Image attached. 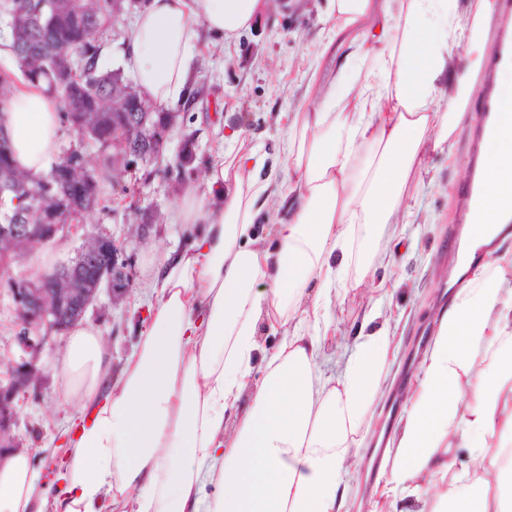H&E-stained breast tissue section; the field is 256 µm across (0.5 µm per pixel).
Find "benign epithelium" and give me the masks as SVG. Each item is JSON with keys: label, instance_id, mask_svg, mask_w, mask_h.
<instances>
[{"label": "benign epithelium", "instance_id": "1", "mask_svg": "<svg viewBox=\"0 0 512 512\" xmlns=\"http://www.w3.org/2000/svg\"><path fill=\"white\" fill-rule=\"evenodd\" d=\"M179 113L166 112L157 122L151 112L112 113V154L119 158L118 167L136 169L170 163L167 144L178 125ZM20 211L8 213L0 198V252L21 253L30 245H48L68 233L69 224H45L39 232L19 223ZM132 271L122 258V248L112 236L98 231L84 237L75 258L55 267L52 277L12 279V297L22 326L17 336L23 352L19 361L0 378V446L12 443V426L16 421L15 400L27 392L39 375L35 359L43 347L82 321L101 289L113 298L130 288Z\"/></svg>", "mask_w": 512, "mask_h": 512}]
</instances>
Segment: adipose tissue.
<instances>
[{"instance_id": "ef3b65f1", "label": "adipose tissue", "mask_w": 512, "mask_h": 512, "mask_svg": "<svg viewBox=\"0 0 512 512\" xmlns=\"http://www.w3.org/2000/svg\"><path fill=\"white\" fill-rule=\"evenodd\" d=\"M266 0H147L124 55L160 108L183 101L197 26L232 38ZM491 0H330L348 35L318 104L281 130L288 219L260 238L273 193L266 159L231 152L207 175L224 206L188 193L191 244L155 268V300L120 377L100 331L70 329L61 358L64 404L58 486L39 482L26 454L0 467V512H343L392 348L387 330L357 335L339 371L325 344L333 302L373 278L394 240L409 184L458 132L480 77ZM502 121L484 138L479 203L464 230L455 288L425 351L390 465L357 512H512V255L474 264L512 222V71L496 85ZM6 124L18 167L46 171L59 154V105L18 88ZM267 283L257 291V283ZM281 334L252 385L258 334Z\"/></svg>"}]
</instances>
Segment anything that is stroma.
Here are the masks:
<instances>
[{
    "mask_svg": "<svg viewBox=\"0 0 512 512\" xmlns=\"http://www.w3.org/2000/svg\"><path fill=\"white\" fill-rule=\"evenodd\" d=\"M327 13L328 0H270L269 9L236 38L226 40L202 31L189 82L199 94L193 107L180 114L167 149L173 157L184 144H191L194 176L180 184L161 174L144 177L139 169L116 171L111 186L102 193L103 207L85 214L77 229L56 244L31 245L23 260L10 268L13 277L37 276L43 257H50L55 265L67 262L84 235L111 234L132 264V286L117 301L108 291H101L84 319L101 330L114 369H121L135 350L145 326L154 299L153 265L189 245L180 205L185 195L201 185L210 167L222 155L254 149L274 165L275 184L286 181L279 130L294 112L313 103L309 84L330 77L347 50L344 38L332 37ZM491 91L488 80L480 79L461 132L443 151L429 157L421 182L409 185L411 222L399 240L388 246L391 264L376 269L377 277L390 281L383 308L399 344L397 357L386 370L391 391L375 409L379 421L398 418L397 394L416 370L419 354L435 332L433 307L443 292L442 272L451 268L456 254L448 234L460 232L464 221L461 197L479 150L473 134ZM148 210L158 212L160 219L140 241L137 226ZM373 295L367 282L348 293L335 310L340 336L355 334ZM64 344L58 338L46 346L38 361L43 370L41 383L15 402L13 434L39 480L47 483L55 480L63 460L58 441L66 412L61 406L63 386L56 359Z\"/></svg>",
    "mask_w": 512,
    "mask_h": 512,
    "instance_id": "1",
    "label": "stroma"
}]
</instances>
